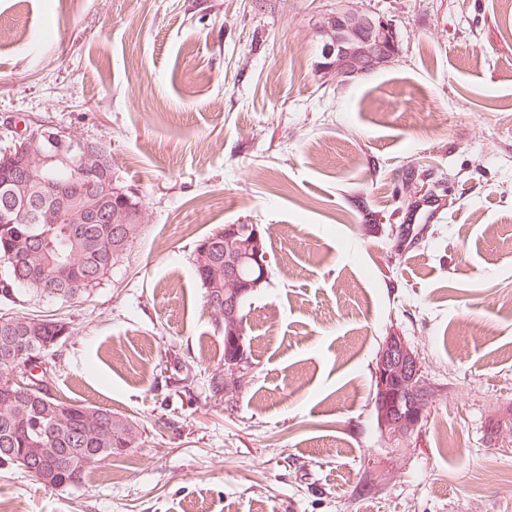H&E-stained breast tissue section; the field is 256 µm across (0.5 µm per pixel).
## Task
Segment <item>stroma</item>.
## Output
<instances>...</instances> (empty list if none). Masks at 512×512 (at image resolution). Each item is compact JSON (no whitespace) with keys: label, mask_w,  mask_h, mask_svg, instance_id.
Listing matches in <instances>:
<instances>
[{"label":"stroma","mask_w":512,"mask_h":512,"mask_svg":"<svg viewBox=\"0 0 512 512\" xmlns=\"http://www.w3.org/2000/svg\"><path fill=\"white\" fill-rule=\"evenodd\" d=\"M347 5L393 21L390 67L322 73L337 0H0V123L107 141L143 209L99 286L0 314L64 317L53 392L146 431L78 487L0 471V512H512V0ZM417 169L445 215L405 248ZM241 223L274 260L229 412L208 396L224 326L193 251ZM391 335L434 391L400 437L374 416ZM176 357L190 393L168 383Z\"/></svg>","instance_id":"stroma-1"}]
</instances>
